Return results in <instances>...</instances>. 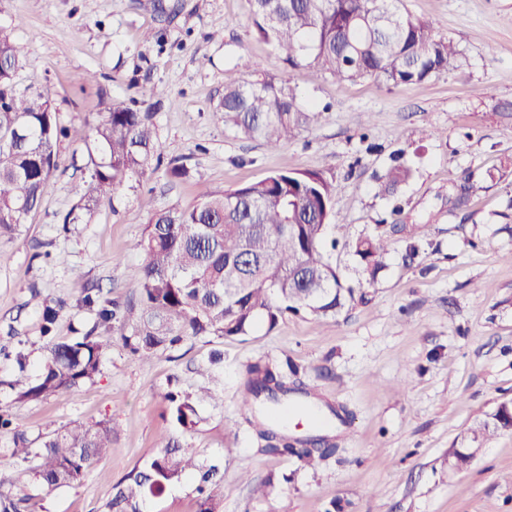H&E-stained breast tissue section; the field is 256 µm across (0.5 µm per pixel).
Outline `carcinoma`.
Here are the masks:
<instances>
[{"label":"carcinoma","mask_w":512,"mask_h":512,"mask_svg":"<svg viewBox=\"0 0 512 512\" xmlns=\"http://www.w3.org/2000/svg\"><path fill=\"white\" fill-rule=\"evenodd\" d=\"M401 0H247L256 33L286 54L292 67L304 65L310 77L329 74L339 80L373 77L388 88L424 82L457 68L462 56L454 40L438 35L434 23L400 7ZM24 45L13 30L0 27V238L12 236L38 207L46 185L59 166L58 144L65 136L49 95L24 94L13 88ZM319 116L303 106L294 90L262 78L241 82L234 72L224 78V96L212 117L244 135L275 148L296 138ZM88 150L89 178L82 209L116 192L134 174L152 169L158 145L150 115L122 102L109 101L93 128ZM412 175L405 164L391 166L382 186L388 193ZM336 182L314 171L274 172L234 189H206L191 209L170 208L152 214L134 248L145 256L137 287V304L120 310L98 292L84 290L82 303L97 311L107 326L121 320L131 328L123 343L131 357L148 363L189 338L248 334L263 318L273 328L284 314L305 313L315 319L334 317L353 299L331 262L329 239L336 224ZM405 226L361 235L352 242L361 266L376 277L384 267L393 233ZM59 310L45 306L40 334L46 341L44 361L34 375L21 372L12 383L19 401H36L67 393L100 371L107 343L88 331L69 338L53 335ZM307 394L269 363L248 367L241 401L250 418L261 409L278 416L288 395ZM215 399L171 390L164 396L171 420L185 431L201 421L198 405ZM507 417L474 423L475 442L509 428ZM110 422H74L45 436L40 446L13 435L9 458L36 461L33 467L49 489L71 486L112 447ZM259 437L274 442L272 451L294 453V442L271 426ZM298 453L309 467L336 452L327 437L312 435ZM163 451L112 487L109 512H141L149 496L162 494L190 474L197 482L199 512H216L214 490L219 467L162 439Z\"/></svg>","instance_id":"1"}]
</instances>
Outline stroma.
Segmentation results:
<instances>
[{
	"label": "stroma",
	"mask_w": 512,
	"mask_h": 512,
	"mask_svg": "<svg viewBox=\"0 0 512 512\" xmlns=\"http://www.w3.org/2000/svg\"><path fill=\"white\" fill-rule=\"evenodd\" d=\"M453 38L462 64L453 73L387 89L371 78L311 79L261 40L245 0H0V25L27 45L18 91H48L67 129L60 165L40 207L0 240V408L40 445L70 422H111L112 446L75 485L45 489L25 464L0 465V490L25 498L26 512H108L112 486L159 455L160 439L218 464L219 512H512V430L484 442L471 466L449 469L452 449L499 403L512 400V0H402ZM257 70L236 69L239 56ZM245 81H285L317 120L276 148L249 139L210 112L224 73ZM90 80H81L84 72ZM157 89L145 100L142 85ZM150 113L160 163L74 223L88 176L93 124L107 101ZM402 155L412 177L391 194L380 175ZM190 171L173 182L170 160ZM335 178L338 245L332 254L356 295L336 317L285 314L244 336L190 338L153 362L132 360L122 322L98 323L81 292L100 289L135 304L144 255L133 247L154 212L189 209L203 188L230 189L278 170ZM423 224L418 252L395 234L377 277L350 244L359 235ZM64 302L60 337L94 330L108 347L93 381L42 401L19 402L8 383L23 349L29 369L44 354L41 305ZM224 353L216 380L199 368ZM270 362L303 382L319 405L349 413L340 450L310 468L264 452L240 397L249 365ZM190 392L214 387L195 430L165 414L171 382ZM272 481L267 495L252 485ZM194 479L150 497L142 512H197Z\"/></svg>",
	"instance_id": "35a3bbf8"
}]
</instances>
